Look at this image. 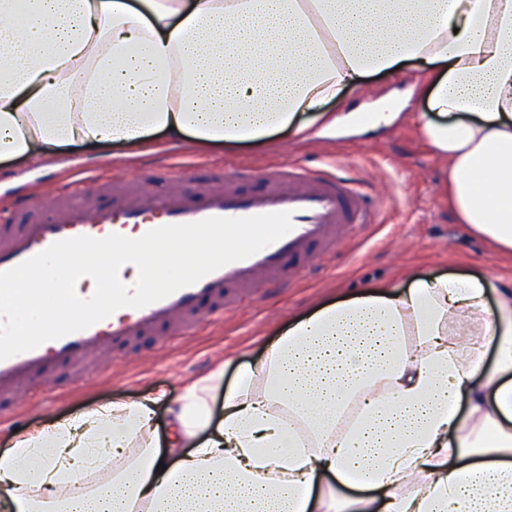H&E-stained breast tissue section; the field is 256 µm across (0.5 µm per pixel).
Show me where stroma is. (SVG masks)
Instances as JSON below:
<instances>
[{
	"label": "stroma",
	"instance_id": "obj_1",
	"mask_svg": "<svg viewBox=\"0 0 512 512\" xmlns=\"http://www.w3.org/2000/svg\"><path fill=\"white\" fill-rule=\"evenodd\" d=\"M369 89H346L326 111L336 118L335 133L294 136L277 133L260 145L175 144L155 135L149 153L125 156L123 149L98 151L69 145L51 160L34 164L15 157L0 161V201L40 191L85 170L105 175L117 167L139 177L158 172L159 190H170L162 167L191 162L222 168L226 182L237 181L240 166L254 175L244 190L263 189L273 167L298 162L309 169L339 162L343 176L361 184L375 227L355 229L337 258L298 277L289 288L256 289L223 319L203 322L176 342L138 341L133 364L118 371L65 369L53 384L36 387L22 416V428L50 423L117 400L139 402L158 393L178 400L200 378L213 379L209 403L214 419L224 416V396L240 372L263 360L267 346L294 318L323 304L346 299L391 282L408 287L410 275L472 277L487 285L488 300L512 284V259L473 234L442 205L441 164L423 139L419 124L428 112L430 89L416 76L415 63L401 74L370 75Z\"/></svg>",
	"mask_w": 512,
	"mask_h": 512
}]
</instances>
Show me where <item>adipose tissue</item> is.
Instances as JSON below:
<instances>
[{
    "mask_svg": "<svg viewBox=\"0 0 512 512\" xmlns=\"http://www.w3.org/2000/svg\"><path fill=\"white\" fill-rule=\"evenodd\" d=\"M409 60L441 203L512 255V0H0V158L299 135ZM485 298L417 278L325 304L220 423L192 384L164 444L161 394L29 431L0 453V512H512V289Z\"/></svg>",
    "mask_w": 512,
    "mask_h": 512,
    "instance_id": "adipose-tissue-1",
    "label": "adipose tissue"
}]
</instances>
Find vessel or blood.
Returning <instances> with one entry per match:
<instances>
[{"label": "vessel or blood", "mask_w": 512, "mask_h": 512, "mask_svg": "<svg viewBox=\"0 0 512 512\" xmlns=\"http://www.w3.org/2000/svg\"><path fill=\"white\" fill-rule=\"evenodd\" d=\"M168 177L178 182L177 191L160 193L151 178L142 177L134 194H113L108 208L97 201L100 183L92 174L71 182L68 188L41 195L24 206L30 216L27 223L13 231H0V272L57 241L122 236L130 226L142 236L166 225L212 217L287 212L292 229L255 254L226 264L158 301L0 360V398L10 401L0 409L1 428L15 425L34 386L48 382L55 369L93 356L106 364H123L130 342L144 336L175 339L177 334L197 329L209 316L237 309L254 288L294 284L306 269L334 255L352 228L374 222L362 190L334 170L282 165L273 169L266 190L254 195L241 194L225 183L219 169L201 184L192 164L169 168Z\"/></svg>", "instance_id": "obj_1"}]
</instances>
